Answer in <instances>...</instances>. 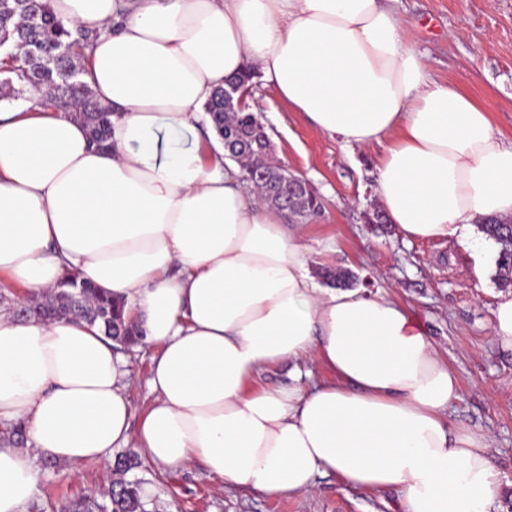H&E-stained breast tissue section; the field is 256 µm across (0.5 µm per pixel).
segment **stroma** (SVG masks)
Segmentation results:
<instances>
[{
  "label": "stroma",
  "mask_w": 512,
  "mask_h": 512,
  "mask_svg": "<svg viewBox=\"0 0 512 512\" xmlns=\"http://www.w3.org/2000/svg\"><path fill=\"white\" fill-rule=\"evenodd\" d=\"M392 7L432 77L471 96L512 140V0H394ZM254 91L252 108L261 112L278 156L324 204L306 223L319 243L309 259L313 275L348 271L353 287L389 292L422 325L461 385L450 420L493 439L500 479L494 512H512V355L501 352L492 335V311L504 293L495 280L496 248L405 240L376 217V148L347 150L271 88L259 84ZM157 352L144 345L125 354L134 416L151 401L147 379ZM302 371L316 382L332 378L312 354L297 366L286 362L265 369L252 385L285 386ZM37 465L39 481L26 512H59L70 499L107 491L115 478L107 464L73 467L41 459ZM126 478L140 483L149 512H402L399 492L359 489L333 474L317 478L309 492L281 497L218 480L198 464L163 471L145 459Z\"/></svg>",
  "instance_id": "obj_1"
}]
</instances>
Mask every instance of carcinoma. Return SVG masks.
Returning a JSON list of instances; mask_svg holds the SVG:
<instances>
[{
	"instance_id": "carcinoma-1",
	"label": "carcinoma",
	"mask_w": 512,
	"mask_h": 512,
	"mask_svg": "<svg viewBox=\"0 0 512 512\" xmlns=\"http://www.w3.org/2000/svg\"><path fill=\"white\" fill-rule=\"evenodd\" d=\"M100 35L98 30H81L72 37L50 7V0H0V98L20 96L24 88H48L53 95L49 104L70 111L82 121L98 146L107 147L110 130L109 113L100 109L88 86L85 73V49ZM229 158L238 163L242 179L252 181V171L262 170L265 178L252 181L267 203L287 213L295 221L313 217L321 211V197L306 181L287 182L281 171L265 164L270 140L261 115L252 109L239 111L224 102V86L215 89L205 105ZM480 229L500 244L496 260V280L501 288H512V217H483ZM125 301L101 294L72 277L60 283L51 295L30 299L17 306L15 314L45 321L80 319L99 325L101 332L126 349L140 342L137 325L124 318ZM136 461L120 456L115 469L121 478L113 482L108 496L94 493L71 500L61 512H145L138 483L123 479Z\"/></svg>"
}]
</instances>
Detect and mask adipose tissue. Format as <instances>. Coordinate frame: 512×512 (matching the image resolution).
Wrapping results in <instances>:
<instances>
[{
	"instance_id": "adipose-tissue-1",
	"label": "adipose tissue",
	"mask_w": 512,
	"mask_h": 512,
	"mask_svg": "<svg viewBox=\"0 0 512 512\" xmlns=\"http://www.w3.org/2000/svg\"><path fill=\"white\" fill-rule=\"evenodd\" d=\"M70 31L96 29L84 81L112 112L109 148L41 105L0 111V274L40 294L67 272L126 302L158 346L154 399L132 422L125 361L99 327L0 309V512H25L37 459L202 463L272 496L316 477L393 489L404 512H489L490 439L448 420L461 388L402 304L327 288L304 230L243 181L217 134L191 130L246 67L322 133L377 148V197L408 239H467L512 216V140L456 86L432 78L386 0H51ZM317 354L333 381L250 388Z\"/></svg>"
}]
</instances>
